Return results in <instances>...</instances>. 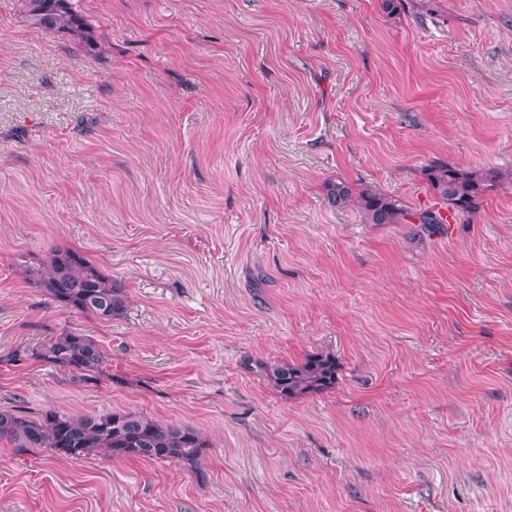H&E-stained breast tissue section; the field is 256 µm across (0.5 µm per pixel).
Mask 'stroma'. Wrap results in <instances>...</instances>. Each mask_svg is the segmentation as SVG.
Returning <instances> with one entry per match:
<instances>
[{
    "instance_id": "stroma-1",
    "label": "stroma",
    "mask_w": 512,
    "mask_h": 512,
    "mask_svg": "<svg viewBox=\"0 0 512 512\" xmlns=\"http://www.w3.org/2000/svg\"><path fill=\"white\" fill-rule=\"evenodd\" d=\"M91 43L0 0V409H134L197 465L0 442V512H512V183L432 234L429 165L512 173V0H72ZM84 252L109 322L23 269ZM69 330L76 383L14 362ZM335 356L288 400L265 367ZM329 204L336 210L354 207L365 224H420L417 232L431 233L437 224H446L441 211L412 210L397 197L375 191L367 185L352 186L336 180L326 186ZM105 358L95 340L77 330L66 331L46 342L18 347L11 355L14 362L50 364L68 372L75 382L83 383L100 379Z\"/></svg>"
}]
</instances>
